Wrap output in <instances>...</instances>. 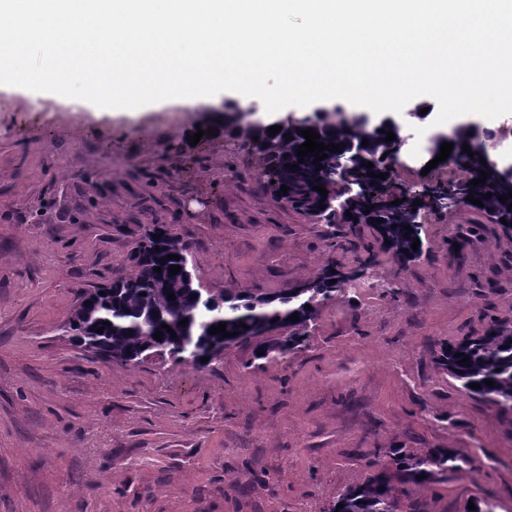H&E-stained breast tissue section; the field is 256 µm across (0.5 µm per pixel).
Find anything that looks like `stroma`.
Returning a JSON list of instances; mask_svg holds the SVG:
<instances>
[{
    "instance_id": "35a3bbf8",
    "label": "stroma",
    "mask_w": 512,
    "mask_h": 512,
    "mask_svg": "<svg viewBox=\"0 0 512 512\" xmlns=\"http://www.w3.org/2000/svg\"><path fill=\"white\" fill-rule=\"evenodd\" d=\"M201 107L93 119L42 93L0 88V512H329L389 466L386 448H458L472 468L412 487L424 512L494 501L512 512V413L466 393L437 343L512 320V228L423 208L424 251L380 255L373 284L324 303L306 348L251 367L252 348L193 369L109 364L63 332L77 294L129 273L143 226L191 246L203 293H274L335 250L267 191L256 156L217 135L190 145ZM408 135L396 186L423 171ZM474 233L464 255L457 236ZM398 296L387 294V287Z\"/></svg>"
}]
</instances>
